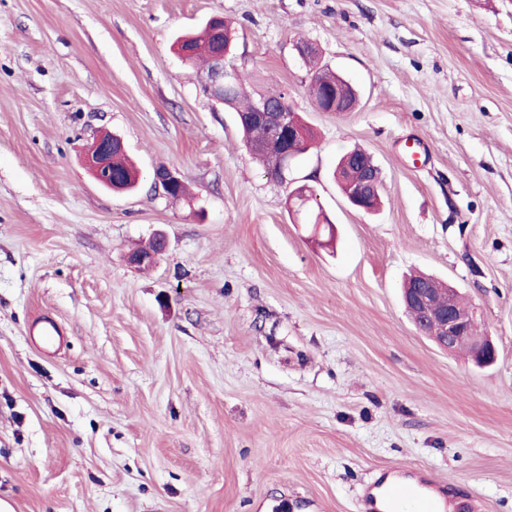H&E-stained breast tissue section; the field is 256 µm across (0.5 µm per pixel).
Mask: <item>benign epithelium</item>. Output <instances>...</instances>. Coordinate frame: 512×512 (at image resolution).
Returning <instances> with one entry per match:
<instances>
[{"label": "benign epithelium", "instance_id": "benign-epithelium-1", "mask_svg": "<svg viewBox=\"0 0 512 512\" xmlns=\"http://www.w3.org/2000/svg\"><path fill=\"white\" fill-rule=\"evenodd\" d=\"M228 55L217 52L212 54V64L206 72L204 90L220 104L224 103V90L234 83V75L226 68ZM253 113L274 133L288 138L299 139L304 129L293 125L292 109L286 96L265 94L255 100ZM85 164L93 178L107 188H112L110 165H112V134L100 133L85 154ZM366 170L361 181L349 191L347 201L364 213L371 212L368 202L379 193L383 179L380 169L373 163L365 162ZM180 182L178 171L164 168L154 174V185L171 195L175 185ZM160 247L155 252L133 251L127 261L134 267L155 263L165 250V239L157 236ZM457 293L453 288H433L427 283H419L404 290V303L411 314L420 334L429 337L442 349L451 350L460 344H466L473 350V359L477 366L491 365L496 359V349L487 336H478L473 332L474 318L462 316L456 305Z\"/></svg>", "mask_w": 512, "mask_h": 512}]
</instances>
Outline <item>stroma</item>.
<instances>
[{"label": "stroma", "mask_w": 512, "mask_h": 512, "mask_svg": "<svg viewBox=\"0 0 512 512\" xmlns=\"http://www.w3.org/2000/svg\"><path fill=\"white\" fill-rule=\"evenodd\" d=\"M233 22L316 134L284 178L173 43ZM360 93L320 112L298 39ZM118 134L143 179L100 186ZM423 146L412 157L407 141ZM365 148L383 203L333 170ZM176 169L189 194L156 188ZM306 184L330 247L288 214ZM163 233L146 269L127 254ZM457 289L497 358L420 335L404 277ZM66 329L56 354L29 323ZM389 473L512 512V0H0V498L14 512H359ZM112 138L120 140V147L124 150L121 139L110 133H100L94 137L93 143L85 154V164L95 181L100 182L109 190L115 188L126 189L125 192L135 190L140 181H137L138 169L128 161L126 153L118 152L112 155ZM112 165V180L109 179ZM365 165L366 170L364 177L350 189L347 201L352 207L360 208L359 211L370 213L372 212V209L367 205V203L373 198L370 206L372 208L376 207L377 196L382 187L383 179L380 169L372 162H369L366 159Z\"/></svg>", "instance_id": "stroma-1"}]
</instances>
